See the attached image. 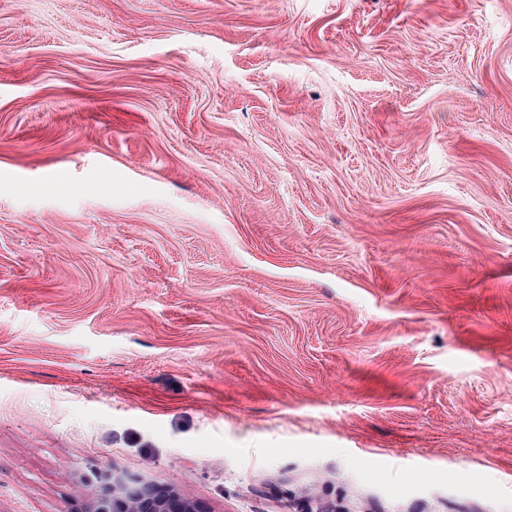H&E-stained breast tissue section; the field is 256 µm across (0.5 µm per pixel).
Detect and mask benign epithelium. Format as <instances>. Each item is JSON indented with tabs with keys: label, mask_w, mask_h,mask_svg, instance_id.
<instances>
[{
	"label": "benign epithelium",
	"mask_w": 512,
	"mask_h": 512,
	"mask_svg": "<svg viewBox=\"0 0 512 512\" xmlns=\"http://www.w3.org/2000/svg\"><path fill=\"white\" fill-rule=\"evenodd\" d=\"M85 512H205L198 503L183 498L175 489L140 479L112 478V484L92 497Z\"/></svg>",
	"instance_id": "1"
}]
</instances>
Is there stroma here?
<instances>
[{
  "label": "stroma",
  "instance_id": "1",
  "mask_svg": "<svg viewBox=\"0 0 512 512\" xmlns=\"http://www.w3.org/2000/svg\"><path fill=\"white\" fill-rule=\"evenodd\" d=\"M512 512V0H0V512ZM112 485L100 488L85 509L71 512H208L175 489L149 481H124L112 475Z\"/></svg>",
  "mask_w": 512,
  "mask_h": 512
}]
</instances>
